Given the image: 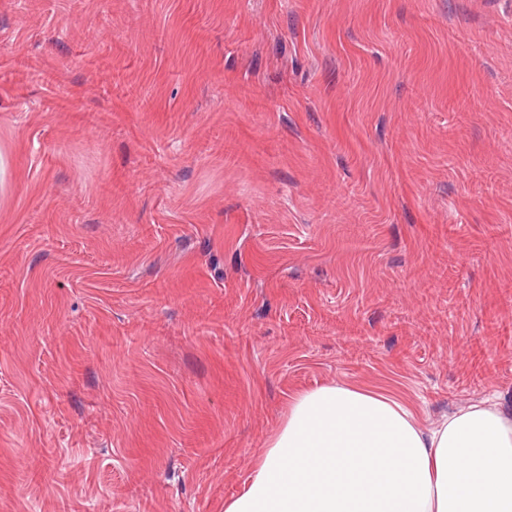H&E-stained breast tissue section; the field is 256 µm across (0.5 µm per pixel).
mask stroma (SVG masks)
Returning <instances> with one entry per match:
<instances>
[{
  "label": "stroma",
  "mask_w": 512,
  "mask_h": 512,
  "mask_svg": "<svg viewBox=\"0 0 512 512\" xmlns=\"http://www.w3.org/2000/svg\"><path fill=\"white\" fill-rule=\"evenodd\" d=\"M0 512H224L292 396L512 411V0H0Z\"/></svg>",
  "instance_id": "35a3bbf8"
}]
</instances>
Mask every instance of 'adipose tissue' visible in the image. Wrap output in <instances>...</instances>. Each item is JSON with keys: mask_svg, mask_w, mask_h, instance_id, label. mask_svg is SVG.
Returning a JSON list of instances; mask_svg holds the SVG:
<instances>
[{"mask_svg": "<svg viewBox=\"0 0 512 512\" xmlns=\"http://www.w3.org/2000/svg\"><path fill=\"white\" fill-rule=\"evenodd\" d=\"M224 512H512V413L480 400L424 429L390 394L299 393Z\"/></svg>", "mask_w": 512, "mask_h": 512, "instance_id": "adipose-tissue-1", "label": "adipose tissue"}]
</instances>
